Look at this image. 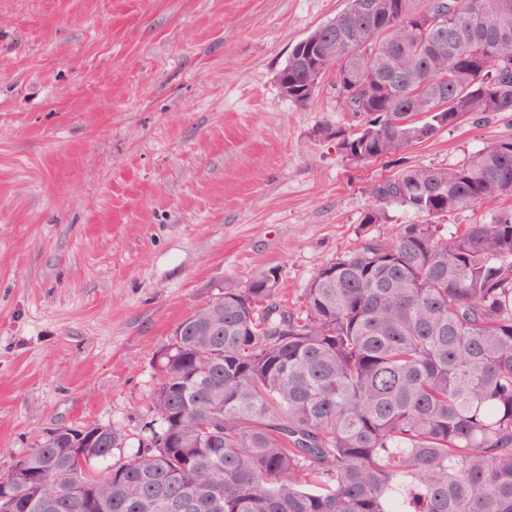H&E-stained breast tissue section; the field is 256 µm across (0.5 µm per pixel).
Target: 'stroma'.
Listing matches in <instances>:
<instances>
[{"mask_svg":"<svg viewBox=\"0 0 512 512\" xmlns=\"http://www.w3.org/2000/svg\"><path fill=\"white\" fill-rule=\"evenodd\" d=\"M345 0H0V473L47 431L96 422L138 448L162 350L221 287L281 273L302 305L323 263L427 218L373 188L512 137L466 122L355 162L326 76L306 104L277 75Z\"/></svg>","mask_w":512,"mask_h":512,"instance_id":"obj_1","label":"stroma"}]
</instances>
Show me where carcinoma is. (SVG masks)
Here are the masks:
<instances>
[{"mask_svg":"<svg viewBox=\"0 0 512 512\" xmlns=\"http://www.w3.org/2000/svg\"><path fill=\"white\" fill-rule=\"evenodd\" d=\"M346 0L291 50L288 99L318 87L310 50L335 73L356 127L324 128L356 162L388 159L474 118L512 112V0ZM382 204L439 216L512 197V138L451 167L397 171ZM262 272L197 306L161 353L151 395L167 416L112 481L67 459L69 429L26 458L17 512H512V210L444 234L406 224L323 263L303 309ZM91 462L120 430L98 425Z\"/></svg>","mask_w":512,"mask_h":512,"instance_id":"carcinoma-1","label":"carcinoma"}]
</instances>
